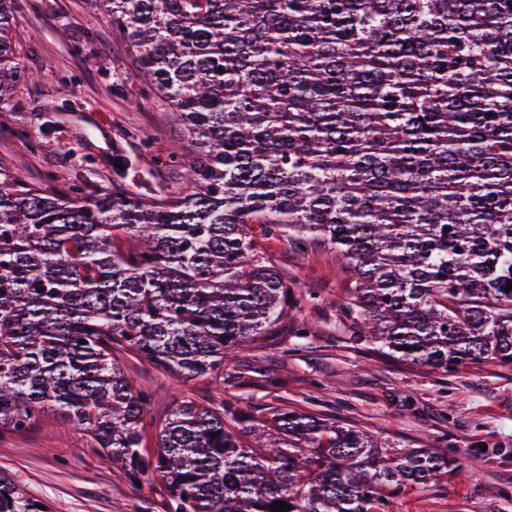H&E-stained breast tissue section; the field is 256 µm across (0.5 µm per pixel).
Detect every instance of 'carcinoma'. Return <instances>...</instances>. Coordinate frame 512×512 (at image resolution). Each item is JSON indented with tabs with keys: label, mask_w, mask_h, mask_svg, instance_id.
I'll return each mask as SVG.
<instances>
[{
	"label": "carcinoma",
	"mask_w": 512,
	"mask_h": 512,
	"mask_svg": "<svg viewBox=\"0 0 512 512\" xmlns=\"http://www.w3.org/2000/svg\"><path fill=\"white\" fill-rule=\"evenodd\" d=\"M92 2L198 156L168 201L0 166V428L59 408L129 484L161 479L166 512H388L459 472L446 448L189 397L151 452V394L118 356L191 379L302 310L258 224L336 249L371 350L450 375L512 365V0ZM13 10L0 0V98L20 76ZM44 505L0 475V512Z\"/></svg>",
	"instance_id": "obj_1"
}]
</instances>
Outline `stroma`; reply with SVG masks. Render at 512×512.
Returning a JSON list of instances; mask_svg holds the SVG:
<instances>
[{"mask_svg": "<svg viewBox=\"0 0 512 512\" xmlns=\"http://www.w3.org/2000/svg\"><path fill=\"white\" fill-rule=\"evenodd\" d=\"M21 76L0 101V163L25 181L93 199L119 183L171 200L185 193L196 157L179 121L136 79L134 57L110 19L88 0H15ZM123 159L125 168L115 166ZM260 248L313 304L248 342L223 375L189 380L126 355L121 364L147 389L162 422L189 396L246 412L284 405L381 433L413 448H450L464 478L406 492L390 512H512V366L478 362L457 376L366 357L341 316L352 280L317 241L297 252L257 236ZM0 474L45 501L51 512H165L156 481L135 488L86 431L45 407L23 432L0 431Z\"/></svg>", "mask_w": 512, "mask_h": 512, "instance_id": "stroma-1", "label": "stroma"}]
</instances>
